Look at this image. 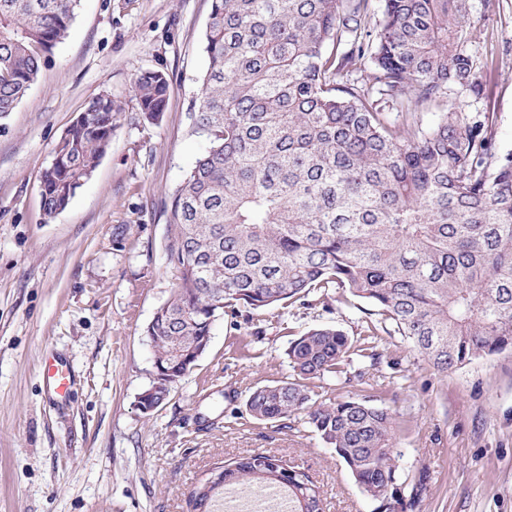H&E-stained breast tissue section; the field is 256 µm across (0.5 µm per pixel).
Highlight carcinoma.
Instances as JSON below:
<instances>
[{
    "label": "carcinoma",
    "instance_id": "1",
    "mask_svg": "<svg viewBox=\"0 0 512 512\" xmlns=\"http://www.w3.org/2000/svg\"><path fill=\"white\" fill-rule=\"evenodd\" d=\"M80 0H0V118L68 35ZM467 0H212L208 64L188 113L205 148L167 208L168 261L179 284L145 328L154 363L179 382V351L209 336L224 309L259 311L340 288L369 304L439 371L512 347V152L493 122L424 106L452 89L478 97ZM375 28L367 30L370 22ZM132 91L151 120L167 75L138 73ZM401 109L393 118L382 102ZM121 102L90 100L44 169L46 219L68 206L106 154ZM332 326L290 341L293 378L255 389L249 415L307 423L362 492H398L389 410L365 399L314 398V383L376 360ZM243 456L196 512L240 484L281 487L290 512H323L311 477L281 479Z\"/></svg>",
    "mask_w": 512,
    "mask_h": 512
}]
</instances>
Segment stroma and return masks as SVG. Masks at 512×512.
<instances>
[{
	"instance_id": "1",
	"label": "stroma",
	"mask_w": 512,
	"mask_h": 512,
	"mask_svg": "<svg viewBox=\"0 0 512 512\" xmlns=\"http://www.w3.org/2000/svg\"><path fill=\"white\" fill-rule=\"evenodd\" d=\"M212 0H80L68 37L0 119V512H193L192 489L215 465L265 453L305 470L324 512H377L346 466L305 424L245 411L257 387L286 378L285 351L309 328L358 339L368 317L338 294L312 305L224 313L206 353L158 409L144 329L177 284L167 260V206L204 143L187 114L201 94ZM469 47L483 61L480 98L512 152V0H468ZM171 79L159 119L143 117L132 80ZM101 95L123 110L106 155L55 218L42 215L51 148ZM375 365L321 381L323 401L389 409L402 493L426 474L414 512H512V348L440 372L398 332L380 333ZM68 365L49 393L45 359Z\"/></svg>"
}]
</instances>
